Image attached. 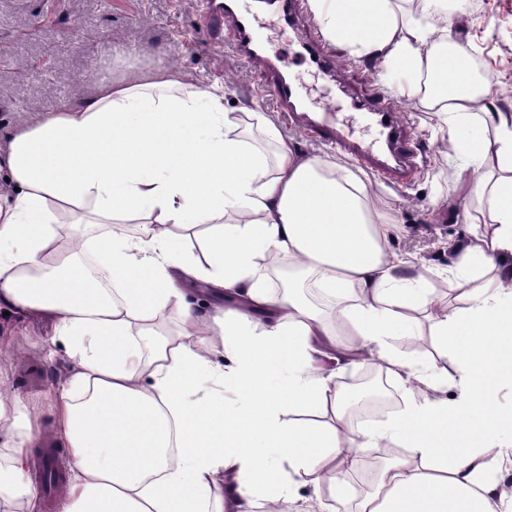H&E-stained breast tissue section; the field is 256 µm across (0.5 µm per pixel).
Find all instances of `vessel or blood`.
I'll use <instances>...</instances> for the list:
<instances>
[{"mask_svg":"<svg viewBox=\"0 0 512 512\" xmlns=\"http://www.w3.org/2000/svg\"><path fill=\"white\" fill-rule=\"evenodd\" d=\"M214 2L206 21L210 38L219 41L223 36H231L244 59L259 62L265 68L276 106L290 125L304 129L316 142L336 143L344 154L362 162L367 170L385 180L400 181L408 170L415 168L413 138L400 121L390 95L383 93L363 104L380 130L381 147L353 138L334 111L312 109L300 97L288 73L269 54L266 45L259 42L253 15L241 12L236 0ZM265 6L284 25L292 28L299 25L300 15L294 0H266Z\"/></svg>","mask_w":512,"mask_h":512,"instance_id":"1","label":"vessel or blood"}]
</instances>
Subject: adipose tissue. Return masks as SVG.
Wrapping results in <instances>:
<instances>
[{"instance_id":"ef3b65f1","label":"adipose tissue","mask_w":512,"mask_h":512,"mask_svg":"<svg viewBox=\"0 0 512 512\" xmlns=\"http://www.w3.org/2000/svg\"><path fill=\"white\" fill-rule=\"evenodd\" d=\"M310 4L330 39L396 65L409 94L437 67L449 142L474 162L495 155L496 177L475 184L492 222L456 247L465 288L427 298L345 165L298 155L255 112L267 158L222 87L166 66L1 130L0 313L50 321L77 364L56 396L72 459L61 512H223L211 499L228 471L244 477L235 512H281L302 487L342 495L363 448L388 458L355 512H496L490 461L512 447V411L494 401L512 383V120L492 144L469 133L482 89L462 61L421 54L431 33L396 0ZM201 225L212 246L186 256L180 233ZM283 260L303 278L279 294L269 274ZM424 306L441 353L417 365L389 339L416 335ZM163 316L177 322L164 335ZM367 361L408 400L357 430L337 373ZM223 383L230 412L213 394ZM298 406L332 417L286 419ZM38 438L31 409L0 397V512H35Z\"/></svg>"}]
</instances>
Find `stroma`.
<instances>
[{
    "label": "stroma",
    "instance_id": "obj_1",
    "mask_svg": "<svg viewBox=\"0 0 512 512\" xmlns=\"http://www.w3.org/2000/svg\"><path fill=\"white\" fill-rule=\"evenodd\" d=\"M207 0H0V127L33 120L38 114L92 94L99 77L132 75L162 63L197 86L220 85L225 108L251 107L275 124L303 156L333 155L332 145L312 141L277 112L258 65L238 57L231 43L217 46L203 31ZM466 13L448 25V40L479 57L483 80L491 87L490 112L512 116V0H465ZM259 35L289 74L305 87L314 105L333 104L354 136L374 135L368 121L350 106L352 96L383 91L393 96L403 123L414 133L418 165L407 182L397 185L373 176L355 160L349 169L367 186L372 198L396 217L389 237L391 250L407 259L429 281V296L460 292L450 277L456 245L468 239L472 225L491 216L474 194L479 177L496 170L494 157L475 164L448 148L440 113L403 93V78L380 58L351 54L326 41L336 61L334 72L318 70L305 56L299 34L281 32L274 18L262 14ZM0 344L11 356L0 362V393L37 402L36 426L43 440L56 429L53 400L60 383L73 371L67 354L47 361V323L13 322ZM362 449L360 465L346 471L343 498L329 488L303 489L286 512H350L372 490Z\"/></svg>",
    "mask_w": 512,
    "mask_h": 512
}]
</instances>
